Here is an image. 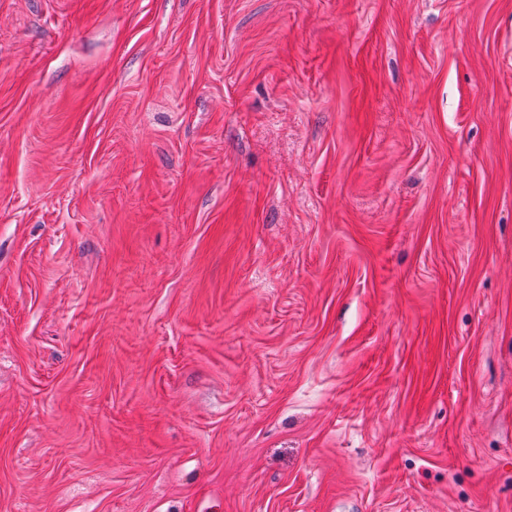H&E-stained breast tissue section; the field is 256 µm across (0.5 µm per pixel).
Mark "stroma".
I'll return each mask as SVG.
<instances>
[{
	"label": "stroma",
	"mask_w": 512,
	"mask_h": 512,
	"mask_svg": "<svg viewBox=\"0 0 512 512\" xmlns=\"http://www.w3.org/2000/svg\"><path fill=\"white\" fill-rule=\"evenodd\" d=\"M0 512H512V0H0Z\"/></svg>",
	"instance_id": "obj_1"
}]
</instances>
